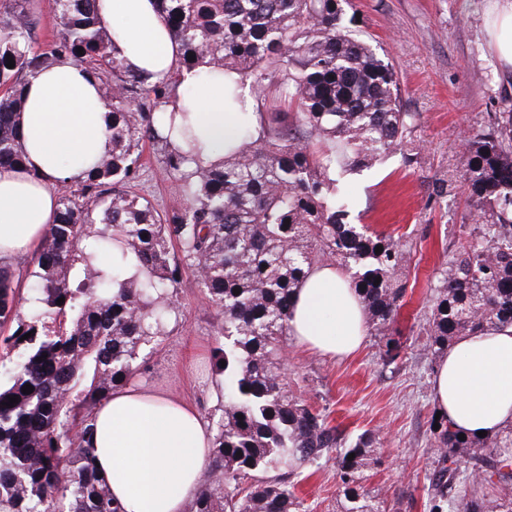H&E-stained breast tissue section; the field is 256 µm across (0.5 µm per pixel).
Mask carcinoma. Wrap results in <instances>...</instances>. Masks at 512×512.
Returning a JSON list of instances; mask_svg holds the SVG:
<instances>
[{"label": "carcinoma", "instance_id": "1", "mask_svg": "<svg viewBox=\"0 0 512 512\" xmlns=\"http://www.w3.org/2000/svg\"><path fill=\"white\" fill-rule=\"evenodd\" d=\"M30 2L0 4V168L23 163L16 115L29 76L63 60L103 85L112 150L81 182L59 186L52 222L28 261L33 294L24 316L16 271L0 264V326L11 329L0 338L9 373L0 383V512H121L85 446L92 411L139 374L142 353L177 315L173 294L190 273L222 315L215 353L224 404L189 512H302L290 478L332 458L343 512H385L363 488L379 433L344 441L280 371L295 290L325 262L350 272L384 358L400 353L391 325L406 294L403 244L348 221L340 180L395 153L409 159L416 116L403 108L393 65L347 30L349 0H158L179 45L176 69L234 74L256 99L271 94L293 109L258 138L243 136L221 164L190 173L187 156L170 145L175 113L164 111L176 83L122 64L95 0H49L57 31L37 46ZM147 144L183 197L170 213L131 190ZM463 152L480 221L435 288L425 343L435 354L464 336L512 327V112L468 131ZM14 395L18 402L7 405ZM431 423L439 429L430 430L429 512H512V493L503 492L512 483V429L462 441L444 419ZM462 475L473 494L458 502Z\"/></svg>", "mask_w": 512, "mask_h": 512}]
</instances>
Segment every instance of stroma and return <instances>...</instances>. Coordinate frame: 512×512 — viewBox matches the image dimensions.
<instances>
[{
    "mask_svg": "<svg viewBox=\"0 0 512 512\" xmlns=\"http://www.w3.org/2000/svg\"><path fill=\"white\" fill-rule=\"evenodd\" d=\"M491 0H352L355 37L367 41L398 72L402 103L415 113L411 131L422 146L412 159L393 155L352 176L351 221L401 237L410 261L402 272L406 294L392 324L403 349L386 364L374 334L347 358H329L287 339L288 382L294 394L327 415L346 439L365 430L382 437L364 488L387 512H428L427 477L433 469L431 377L439 355L424 347L439 270L466 240L478 211L462 183L465 131L487 125L512 89L488 48L485 16ZM134 190L158 211L180 203L152 150ZM442 194H434V187ZM174 301L159 346L148 355L138 384L194 402L206 422L221 414L224 377L215 372L220 317L202 288L187 279ZM306 512H341L336 464L329 461L293 477Z\"/></svg>",
    "mask_w": 512,
    "mask_h": 512,
    "instance_id": "35a3bbf8",
    "label": "stroma"
}]
</instances>
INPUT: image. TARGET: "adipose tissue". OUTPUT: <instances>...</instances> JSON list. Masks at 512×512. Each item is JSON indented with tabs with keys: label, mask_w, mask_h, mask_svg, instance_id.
<instances>
[{
	"label": "adipose tissue",
	"mask_w": 512,
	"mask_h": 512,
	"mask_svg": "<svg viewBox=\"0 0 512 512\" xmlns=\"http://www.w3.org/2000/svg\"><path fill=\"white\" fill-rule=\"evenodd\" d=\"M100 26L133 71L177 78V133L171 146L190 159L217 164L241 125L261 131L255 112L224 102V79L200 69L176 70L178 46L156 0H97ZM489 46L512 71V0H494L485 18ZM109 104L84 67L64 60L30 77L19 114L23 166L0 169V259L27 254L44 235L61 183H75L110 145ZM348 273L314 267L294 297L289 333L331 356L356 351L366 335L360 299ZM438 412L467 436L512 427V327L465 336L449 347L432 376ZM88 442L98 479L123 512H187L212 453V435L196 406L137 384L113 390L92 412Z\"/></svg>",
	"instance_id": "ef3b65f1"
}]
</instances>
